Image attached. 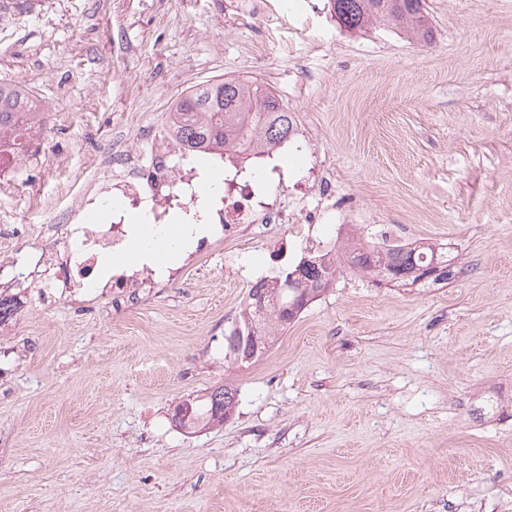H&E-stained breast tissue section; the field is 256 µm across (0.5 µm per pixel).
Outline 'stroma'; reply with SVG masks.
<instances>
[{
	"label": "stroma",
	"instance_id": "obj_1",
	"mask_svg": "<svg viewBox=\"0 0 512 512\" xmlns=\"http://www.w3.org/2000/svg\"><path fill=\"white\" fill-rule=\"evenodd\" d=\"M262 2L0 0V82L48 118L0 184L18 227L61 223L113 133L149 155L178 98L229 78L294 112L315 151L284 169L330 168L358 213L224 241L131 309L33 298L0 334V512H512V0H426L427 43ZM349 233L447 245L460 272L397 288L343 267L256 362L227 358L249 267ZM227 382L221 427L173 422Z\"/></svg>",
	"mask_w": 512,
	"mask_h": 512
}]
</instances>
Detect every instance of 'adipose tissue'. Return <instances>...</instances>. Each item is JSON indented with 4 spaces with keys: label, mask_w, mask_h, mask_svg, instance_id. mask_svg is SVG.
Segmentation results:
<instances>
[{
    "label": "adipose tissue",
    "mask_w": 512,
    "mask_h": 512,
    "mask_svg": "<svg viewBox=\"0 0 512 512\" xmlns=\"http://www.w3.org/2000/svg\"><path fill=\"white\" fill-rule=\"evenodd\" d=\"M206 231L207 227L203 224L177 223L163 230L138 227L136 247L129 259L137 264H152L163 259L177 261Z\"/></svg>",
    "instance_id": "1"
}]
</instances>
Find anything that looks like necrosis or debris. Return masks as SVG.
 <instances>
[{"instance_id": "obj_1", "label": "necrosis or debris", "mask_w": 512, "mask_h": 512, "mask_svg": "<svg viewBox=\"0 0 512 512\" xmlns=\"http://www.w3.org/2000/svg\"><path fill=\"white\" fill-rule=\"evenodd\" d=\"M152 141L143 164L133 152L113 153L112 174L83 190L66 208L61 225L67 239L64 252L37 251L34 262L47 274L52 298L62 300L92 288L98 294L134 303L146 282L164 288L176 280L177 270L155 266L104 279L96 275L104 256L130 248L132 216H142L146 223L162 228L177 214L191 219L200 201L201 175L190 164L188 148L176 134L175 118H168L154 131ZM287 151L283 141L245 153L230 145L213 149V156L224 163L223 202L212 228L220 239L229 238L245 224L287 223L288 212L280 196L256 187L247 176L256 166H267L272 173L283 175L280 160ZM95 213L102 215V223H84L85 215Z\"/></svg>"}]
</instances>
